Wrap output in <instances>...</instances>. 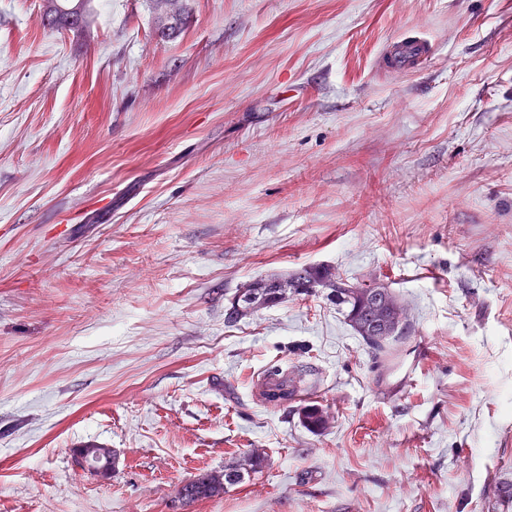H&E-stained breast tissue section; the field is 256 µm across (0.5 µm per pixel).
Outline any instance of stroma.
<instances>
[{
  "label": "stroma",
  "instance_id": "obj_1",
  "mask_svg": "<svg viewBox=\"0 0 512 512\" xmlns=\"http://www.w3.org/2000/svg\"><path fill=\"white\" fill-rule=\"evenodd\" d=\"M41 6L0 0V512H502L512 0H91L80 33ZM415 35L416 72L378 69ZM304 267L393 292L403 356L324 288L225 322ZM274 372L307 400L261 397ZM83 468L98 476H107L112 472L115 464L114 451L103 448L99 451L77 452ZM243 480L242 472L237 468L224 469V475H210L186 482L183 486L182 500L194 502L209 499L224 493V487L234 486Z\"/></svg>",
  "mask_w": 512,
  "mask_h": 512
}]
</instances>
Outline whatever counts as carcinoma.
Here are the masks:
<instances>
[{"label":"carcinoma","mask_w":512,"mask_h":512,"mask_svg":"<svg viewBox=\"0 0 512 512\" xmlns=\"http://www.w3.org/2000/svg\"><path fill=\"white\" fill-rule=\"evenodd\" d=\"M90 0H44L41 11V23L52 30L79 32L89 23ZM288 282H299L311 288H327L338 305L347 309V319L354 331L361 337L374 359L389 363L403 351L407 335L387 336L375 339L364 334L357 321L363 319V312L372 299V289L356 291L343 280L333 277L316 268H303L289 275ZM278 278L262 279L240 291L239 308L227 314V321L235 322L247 316L257 308L280 302L276 297ZM243 480L242 472L237 468H226L224 473L210 475L186 482L182 499L194 502L209 499L224 493V488L234 486Z\"/></svg>","instance_id":"cac0c4a2"}]
</instances>
